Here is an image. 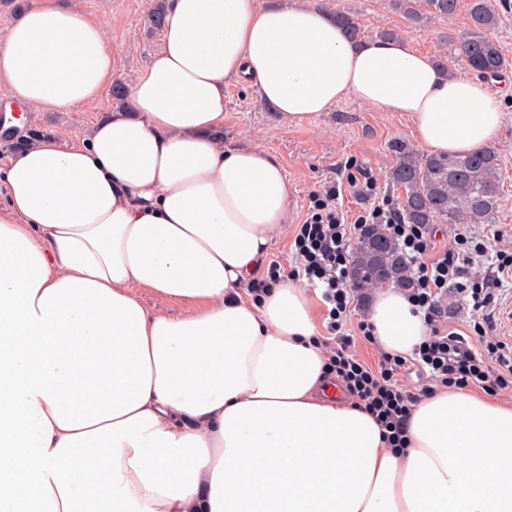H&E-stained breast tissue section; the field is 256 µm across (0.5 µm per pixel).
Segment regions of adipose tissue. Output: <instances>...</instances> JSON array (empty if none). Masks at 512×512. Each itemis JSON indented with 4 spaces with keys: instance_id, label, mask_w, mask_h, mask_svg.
Instances as JSON below:
<instances>
[{
    "instance_id": "obj_1",
    "label": "adipose tissue",
    "mask_w": 512,
    "mask_h": 512,
    "mask_svg": "<svg viewBox=\"0 0 512 512\" xmlns=\"http://www.w3.org/2000/svg\"><path fill=\"white\" fill-rule=\"evenodd\" d=\"M111 78L107 32L61 0H30L0 45V95L35 110ZM234 78L293 124L349 97L407 113L432 155L486 148L503 120L483 83L351 42L313 5L172 0L127 110L0 167V512H512V403L439 388L394 452L328 395L307 289L247 292L289 192L272 155L221 137ZM370 319L392 353L425 334L390 288Z\"/></svg>"
}]
</instances>
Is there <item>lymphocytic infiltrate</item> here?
Instances as JSON below:
<instances>
[{
    "instance_id": "1",
    "label": "lymphocytic infiltrate",
    "mask_w": 512,
    "mask_h": 512,
    "mask_svg": "<svg viewBox=\"0 0 512 512\" xmlns=\"http://www.w3.org/2000/svg\"><path fill=\"white\" fill-rule=\"evenodd\" d=\"M343 194L355 199V215L339 207ZM377 229L401 250L409 272L403 291L426 334L412 356L382 350L370 365L355 349L357 339L371 342L375 336L370 319L355 317L370 295L353 285L352 254ZM293 245L292 269L270 262L263 272L253 273L247 286L257 298L288 277L320 289L327 334L317 343L324 372L345 386L355 408L372 416L391 449L407 447L414 407L439 388H478L490 396L512 390V336L503 334L498 324L504 285L512 282V252H489L464 226L457 228L453 246L437 245L431 227L406 223L397 202L381 193L371 167L354 159L312 197L304 221L294 228ZM452 294L475 314L462 330L449 319ZM411 373L418 375L419 385L407 384Z\"/></svg>"
}]
</instances>
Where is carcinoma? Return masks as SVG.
I'll list each match as a JSON object with an SVG mask.
<instances>
[{
    "mask_svg": "<svg viewBox=\"0 0 512 512\" xmlns=\"http://www.w3.org/2000/svg\"><path fill=\"white\" fill-rule=\"evenodd\" d=\"M409 22L419 29L436 18H451L459 0H391ZM349 39L358 41L361 25L348 11L333 13ZM468 28L448 34L453 54L482 77H492L507 68L506 59L488 31L498 22L491 0H469ZM391 150L396 163L388 172L389 182L403 190L400 207L408 224H487L500 199L499 159L491 148L456 158L422 157L404 141ZM357 283L373 288L393 281L406 283V269L398 259L392 239L376 233L362 241L354 253Z\"/></svg>",
    "mask_w": 512,
    "mask_h": 512,
    "instance_id": "carcinoma-1",
    "label": "carcinoma"
}]
</instances>
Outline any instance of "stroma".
I'll list each match as a JSON object with an SVG mask.
<instances>
[{
    "label": "stroma",
    "instance_id": "35a3bbf8",
    "mask_svg": "<svg viewBox=\"0 0 512 512\" xmlns=\"http://www.w3.org/2000/svg\"><path fill=\"white\" fill-rule=\"evenodd\" d=\"M158 0H76L93 20L103 22L112 33L113 81L128 82L143 71L163 44L162 32L153 30L148 14ZM326 12L344 8L357 14L364 39L378 38L381 31L404 33L410 48L434 61H442L447 73L457 76L468 69L448 46V35L468 27V3L460 0L456 14L410 32L406 20L389 0H313ZM490 92L501 101L503 127L493 146L499 155L502 195L492 223L475 225L477 234L490 237L491 250H512V65L496 79L487 80ZM111 99L103 92L96 105H77L66 110L24 112L17 127L0 126V166L30 133L55 135L69 141L85 139L93 124L105 114ZM225 143L260 147L281 164L288 181V223H302L312 194L334 180L337 167L355 157L381 177L382 193L398 192L385 177L395 164L390 148L401 139L415 143L414 125L404 112H383L355 99H345L321 113L311 123L294 126L263 105L256 89L233 79L225 85Z\"/></svg>",
    "mask_w": 512,
    "mask_h": 512
}]
</instances>
